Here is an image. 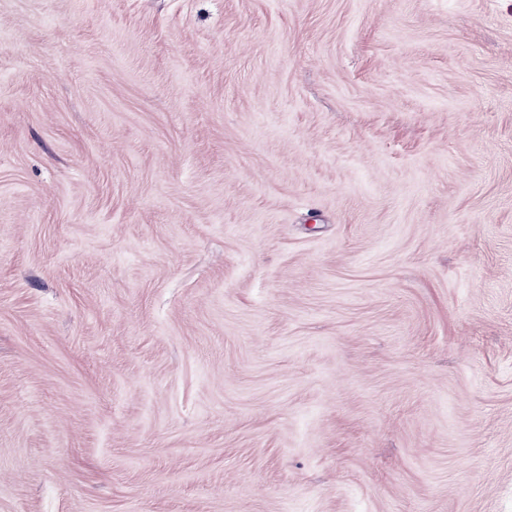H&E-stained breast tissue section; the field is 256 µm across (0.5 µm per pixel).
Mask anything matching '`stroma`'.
I'll list each match as a JSON object with an SVG mask.
<instances>
[{
	"mask_svg": "<svg viewBox=\"0 0 512 512\" xmlns=\"http://www.w3.org/2000/svg\"><path fill=\"white\" fill-rule=\"evenodd\" d=\"M0 512H512V0H0Z\"/></svg>",
	"mask_w": 512,
	"mask_h": 512,
	"instance_id": "35a3bbf8",
	"label": "stroma"
}]
</instances>
